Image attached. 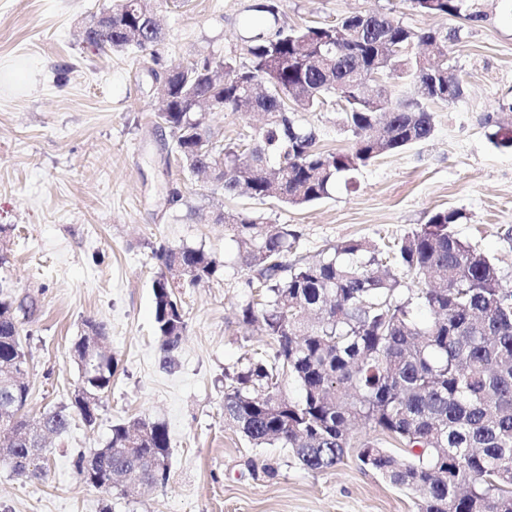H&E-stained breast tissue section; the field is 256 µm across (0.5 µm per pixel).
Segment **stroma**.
Returning a JSON list of instances; mask_svg holds the SVG:
<instances>
[{"mask_svg": "<svg viewBox=\"0 0 512 512\" xmlns=\"http://www.w3.org/2000/svg\"><path fill=\"white\" fill-rule=\"evenodd\" d=\"M256 0H163L159 60L97 50L80 32L112 0H0V225L10 262L0 279L21 303L28 355L26 411L69 404L80 379L71 343L85 320L103 322L117 359L95 426L72 421L50 438L45 479L0 466V512H415L413 499L361 469L355 456L314 474L284 448H254L224 419V376L271 339L243 324L256 300L220 212L247 210L298 234L289 260L348 240L391 241L430 212L453 207L455 233L512 274V152L489 140L512 128V0H478V22L423 15L409 0H274L296 28L379 13L414 29L457 31L448 64L463 79L452 104L430 105V139L380 157L323 201L294 207L230 198L184 173L170 129L157 125L151 77L206 57L245 62ZM177 188L179 199L169 190ZM204 249L221 263L209 281L180 289L186 332L162 368L152 283L160 246ZM166 424L170 475L135 502L86 483L75 462L103 447L113 423ZM277 469L268 476L265 465Z\"/></svg>", "mask_w": 512, "mask_h": 512, "instance_id": "stroma-1", "label": "stroma"}]
</instances>
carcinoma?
<instances>
[{
    "instance_id": "cac0c4a2",
    "label": "carcinoma",
    "mask_w": 512,
    "mask_h": 512,
    "mask_svg": "<svg viewBox=\"0 0 512 512\" xmlns=\"http://www.w3.org/2000/svg\"><path fill=\"white\" fill-rule=\"evenodd\" d=\"M425 15L483 18L476 0H409ZM249 21L248 62L206 57L180 66L171 101L156 122L176 136L183 168L206 174L229 197L309 205L374 159L433 134L426 103L456 100L462 80H448V55L412 53L438 33L413 29L381 14L354 17L339 47L328 50L336 25L279 26L262 7ZM162 19L143 0H115L112 35L90 32L83 41L98 50L148 53L159 58ZM418 86L402 99L381 84L368 97L362 83L376 69ZM218 97L223 112H263L264 124L240 143L216 150L203 128L204 101ZM337 107L338 124L352 136L347 152L319 148L315 126L303 112ZM463 213L444 209L426 223L382 245L350 240L312 260L286 259L297 239L286 225L267 224L248 212L220 213L234 228L236 262L255 274L261 301L242 308V322L259 324L273 340L272 353L245 354L224 385V419L255 448H286L299 464L322 473L357 449L362 469L414 499L416 512H512V282L494 260L458 237L451 226ZM154 320L162 365L172 363L187 323L165 271L184 265L193 286L212 278L220 261L201 248L155 251ZM425 310L430 318L418 319ZM71 353L81 370L79 387L102 398L111 390L112 352L88 351L107 338L105 325L84 322ZM28 358L14 301L0 283V433L19 460L28 454L22 431L61 435L77 416L87 426L99 407L76 400L30 418ZM300 397L284 392L285 384ZM369 433L351 442V425ZM108 448L131 455L104 457L95 450L93 471L81 456L78 474L107 494L129 498L122 475L140 487H163L170 471L167 426L157 420L112 424ZM400 448L402 460L393 452Z\"/></svg>"
}]
</instances>
